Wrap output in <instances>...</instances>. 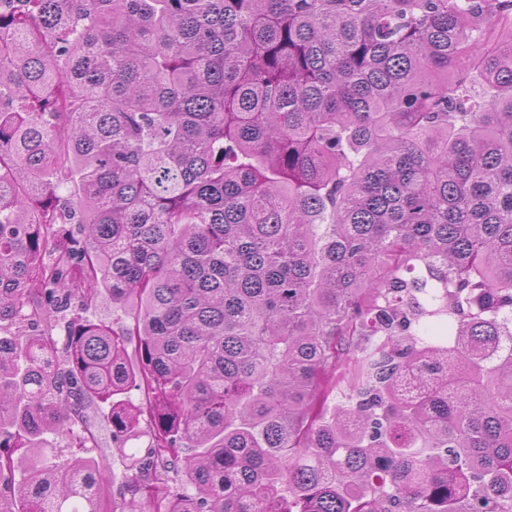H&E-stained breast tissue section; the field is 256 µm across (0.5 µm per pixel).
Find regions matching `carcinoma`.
<instances>
[{
    "instance_id": "1",
    "label": "carcinoma",
    "mask_w": 512,
    "mask_h": 512,
    "mask_svg": "<svg viewBox=\"0 0 512 512\" xmlns=\"http://www.w3.org/2000/svg\"><path fill=\"white\" fill-rule=\"evenodd\" d=\"M0 512H512V0H0ZM125 399L130 400L135 405L140 406L144 410L143 415L141 416V426L144 430V436H142L139 439L130 440L126 444V453L132 454L136 452L139 448H145L147 445L149 439L147 436L149 431L148 414L140 391L135 389L129 390L128 393L125 394ZM106 404L101 405L96 416V435L98 437V448H77L74 440L69 435L49 433L45 435V451L53 461H66L76 454L85 455L99 461L100 465L107 466L112 471V498L120 502L123 493V475L126 469L127 460L121 458L115 451L112 454V433L106 416L108 412Z\"/></svg>"
}]
</instances>
